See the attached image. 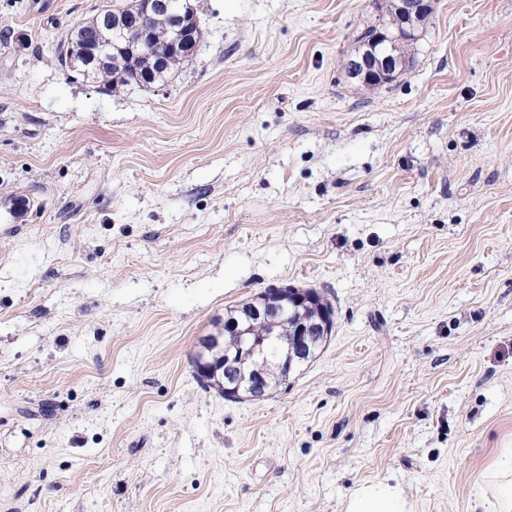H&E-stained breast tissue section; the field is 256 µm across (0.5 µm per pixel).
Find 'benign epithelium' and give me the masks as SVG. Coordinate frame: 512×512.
Segmentation results:
<instances>
[{
	"mask_svg": "<svg viewBox=\"0 0 512 512\" xmlns=\"http://www.w3.org/2000/svg\"><path fill=\"white\" fill-rule=\"evenodd\" d=\"M435 0H370L379 26L368 39L360 42L357 53L345 65L347 78L364 87H379L405 74L409 60L403 46L421 36L423 21L434 10ZM155 13L171 17L170 38L157 39L149 27ZM138 33L135 46L161 65L172 54L185 58L195 53L200 35V20L183 11L179 0H147L145 8L131 11L112 23L113 42L87 47L70 35L64 54L70 65L83 70L96 69L112 50L126 46L128 35ZM259 303L247 308L241 320L222 325V331L237 338V349L228 359L231 368L224 394L244 393L262 397L266 381L258 365L268 357L280 358L279 367L289 378L313 358L315 339L327 336L334 327V314L316 296L286 286L261 292Z\"/></svg>",
	"mask_w": 512,
	"mask_h": 512,
	"instance_id": "obj_1",
	"label": "benign epithelium"
}]
</instances>
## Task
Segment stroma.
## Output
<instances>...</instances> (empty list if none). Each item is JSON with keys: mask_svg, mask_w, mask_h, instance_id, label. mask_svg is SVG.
<instances>
[{"mask_svg": "<svg viewBox=\"0 0 512 512\" xmlns=\"http://www.w3.org/2000/svg\"><path fill=\"white\" fill-rule=\"evenodd\" d=\"M165 85L57 50L100 0H0V512H484L512 448V0H437L408 71L344 63L367 0H192ZM30 200L11 214L14 196ZM331 302L260 400L192 358L272 286ZM398 485L387 480L359 485L348 499L343 512H412Z\"/></svg>", "mask_w": 512, "mask_h": 512, "instance_id": "1", "label": "stroma"}]
</instances>
